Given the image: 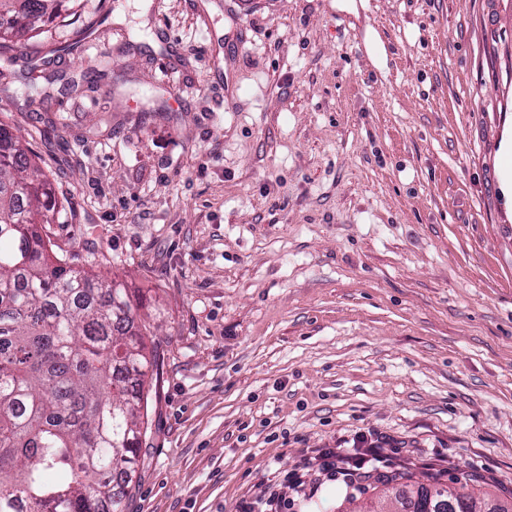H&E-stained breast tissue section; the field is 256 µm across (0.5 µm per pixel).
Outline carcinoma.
Here are the masks:
<instances>
[{
  "instance_id": "cac0c4a2",
  "label": "carcinoma",
  "mask_w": 512,
  "mask_h": 512,
  "mask_svg": "<svg viewBox=\"0 0 512 512\" xmlns=\"http://www.w3.org/2000/svg\"><path fill=\"white\" fill-rule=\"evenodd\" d=\"M63 0H0V50L62 16ZM65 208L0 123V512H124L163 353L123 284L58 258L41 225ZM413 512H448L439 481ZM464 512H512L466 497Z\"/></svg>"
}]
</instances>
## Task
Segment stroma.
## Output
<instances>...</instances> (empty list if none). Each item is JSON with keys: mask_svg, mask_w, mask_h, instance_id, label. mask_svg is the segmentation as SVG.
Here are the masks:
<instances>
[{"mask_svg": "<svg viewBox=\"0 0 512 512\" xmlns=\"http://www.w3.org/2000/svg\"><path fill=\"white\" fill-rule=\"evenodd\" d=\"M0 122L164 353L126 512H339L376 477L512 498V0H75ZM358 485L314 476L360 437Z\"/></svg>", "mask_w": 512, "mask_h": 512, "instance_id": "stroma-1", "label": "stroma"}]
</instances>
